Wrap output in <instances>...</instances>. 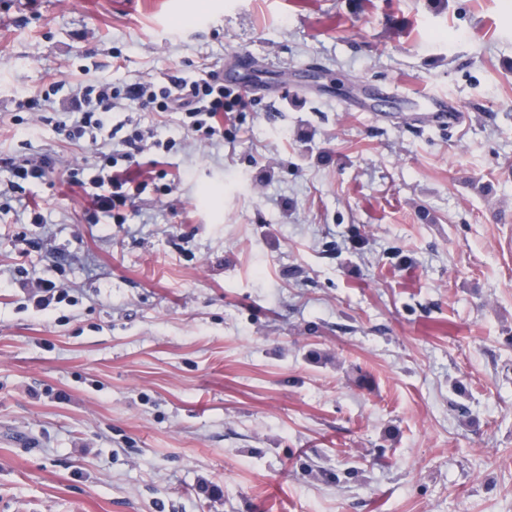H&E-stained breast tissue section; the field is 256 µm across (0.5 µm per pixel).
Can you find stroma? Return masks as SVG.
<instances>
[{"instance_id":"35a3bbf8","label":"stroma","mask_w":512,"mask_h":512,"mask_svg":"<svg viewBox=\"0 0 512 512\" xmlns=\"http://www.w3.org/2000/svg\"><path fill=\"white\" fill-rule=\"evenodd\" d=\"M205 66L212 144L113 113L182 174L126 223L55 175L0 211L1 270L79 290H0V512H512V0H0V158L89 157L26 129L51 79ZM423 112H414L416 116L422 118L424 122L445 124L454 123L459 118L460 110L448 98L441 95H429L420 98L417 103ZM3 280V281H2ZM14 285H18L19 288H36L37 293L42 295L37 296L35 300V306L40 309H45L53 301L56 303L72 302L73 288L62 281L52 280L42 277H35L25 267H18L17 271H9L8 276L2 279V272L0 270V288H14Z\"/></svg>"}]
</instances>
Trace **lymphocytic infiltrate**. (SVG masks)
<instances>
[{"label":"lymphocytic infiltrate","mask_w":512,"mask_h":512,"mask_svg":"<svg viewBox=\"0 0 512 512\" xmlns=\"http://www.w3.org/2000/svg\"><path fill=\"white\" fill-rule=\"evenodd\" d=\"M121 100L132 108L181 113L184 128L204 143L221 131L225 113L246 106L240 94L225 89L218 71L206 67L189 76H167L160 83L143 81L117 88L100 81L72 87L55 131L91 149L90 158L82 166L65 168L62 178L64 188L83 200L78 219L86 224L98 223L103 217L126 223L127 209L133 207L149 181L166 176L165 158L158 152L162 140L137 126L123 135L113 125L112 113ZM57 165L47 154L19 162L6 160L9 177L0 186V200L8 203L14 196L25 194L27 185L41 183ZM0 286L37 289L35 305L40 309L73 298L66 282L35 276L23 267L10 271Z\"/></svg>","instance_id":"obj_1"}]
</instances>
